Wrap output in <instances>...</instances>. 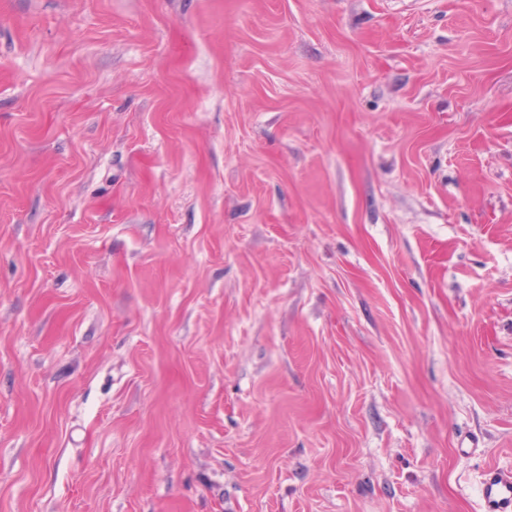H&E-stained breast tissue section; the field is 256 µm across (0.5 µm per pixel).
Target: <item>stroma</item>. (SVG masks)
I'll return each mask as SVG.
<instances>
[{"label": "stroma", "instance_id": "35a3bbf8", "mask_svg": "<svg viewBox=\"0 0 512 512\" xmlns=\"http://www.w3.org/2000/svg\"><path fill=\"white\" fill-rule=\"evenodd\" d=\"M512 469V0H0V512H481Z\"/></svg>", "mask_w": 512, "mask_h": 512}]
</instances>
